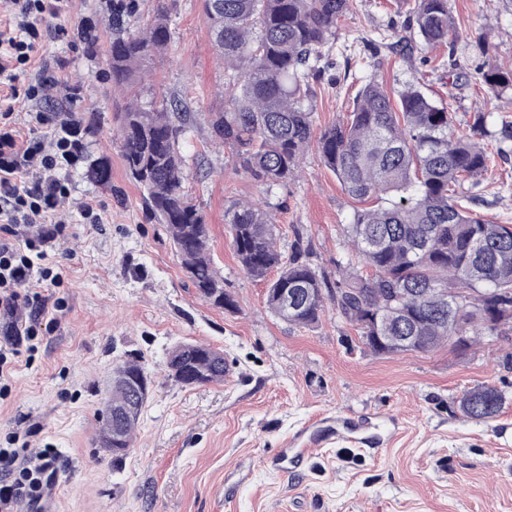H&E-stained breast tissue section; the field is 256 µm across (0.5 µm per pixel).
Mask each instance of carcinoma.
<instances>
[{"label": "carcinoma", "instance_id": "carcinoma-1", "mask_svg": "<svg viewBox=\"0 0 512 512\" xmlns=\"http://www.w3.org/2000/svg\"><path fill=\"white\" fill-rule=\"evenodd\" d=\"M354 0H202L216 52L227 77L224 110L212 113V136L228 147L238 166L263 185L264 203L236 201L224 223L241 269L267 283L266 308L293 325L317 324L327 307L353 326L365 346L377 354L400 350L380 336H409V351L452 346L463 350L473 336H511L512 224H494L475 209L477 199L458 192L468 179L482 175L487 151L486 116L470 133L453 129L448 107L428 96L417 81L397 91V100L375 80L358 90L345 119L316 129L309 107L312 82L323 77L321 62L335 41L338 21ZM138 0H112V43L108 74L126 103L115 113L117 140L128 178L146 192L145 203L170 235L181 267L199 295L217 309L233 311L236 302L224 289V277L208 253L209 225L193 203L186 181L189 163L181 140L192 125V112L178 97L142 101L145 68L166 53L171 42L164 5L144 30L130 27ZM407 28L418 41L402 36L390 44L401 58L417 45L433 48L448 41L454 26L448 0H411ZM489 90H512V69L487 64L480 70ZM315 151L336 176L344 192L360 206L344 225L352 248L336 261L338 278L330 279L309 260L297 237L291 255L277 248L275 191L297 176L303 157ZM86 176L109 183V167L97 162ZM372 270L363 273L356 263ZM274 278H269L272 270ZM300 294L298 311H285L284 289ZM471 289L457 312L448 297ZM483 309L488 318L470 309ZM178 362L168 371L176 383L224 381V352L199 343L174 346ZM143 372L129 356L112 371V407L99 412V440L112 432V447L130 449L143 411L138 390L115 382ZM506 393L476 386L458 398L464 416L488 422L499 416Z\"/></svg>", "mask_w": 512, "mask_h": 512}]
</instances>
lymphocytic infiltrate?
I'll return each instance as SVG.
<instances>
[{"label": "lymphocytic infiltrate", "instance_id": "1", "mask_svg": "<svg viewBox=\"0 0 512 512\" xmlns=\"http://www.w3.org/2000/svg\"><path fill=\"white\" fill-rule=\"evenodd\" d=\"M12 9L0 19V311L14 312L18 291L48 280L39 260L60 241L58 207L69 189L60 173L74 165L84 149L81 125L67 118L57 122L53 141L21 137L13 118L20 97H43L66 87L61 72H49L38 54L44 22L68 10L69 0H10ZM32 69L39 79L18 91L20 70ZM26 232L24 248L13 237ZM52 451L29 456L24 448H0V512H14L19 503L37 506L42 499Z\"/></svg>", "mask_w": 512, "mask_h": 512}]
</instances>
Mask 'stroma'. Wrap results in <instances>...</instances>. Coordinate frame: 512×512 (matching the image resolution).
Listing matches in <instances>:
<instances>
[{
	"mask_svg": "<svg viewBox=\"0 0 512 512\" xmlns=\"http://www.w3.org/2000/svg\"><path fill=\"white\" fill-rule=\"evenodd\" d=\"M171 19L167 53L144 87L152 95L186 98L194 114L183 143L205 157L187 189L210 228L211 257L237 303L213 308L184 275L164 225L151 216L142 191L127 177L113 114L106 53L112 40V0H71L43 34L41 52L61 63L80 94L57 93L18 105L23 135L49 138L44 112L94 116L96 130L68 171L70 195L59 212L63 239L44 266L59 277L40 293L55 323L36 349L15 342L14 316L0 312V343H15L13 373L0 388V448L53 449V482L42 512H512V336L487 337L465 351L376 355L356 330L327 312L319 324H288L267 312L266 284L243 273L224 212L240 199L261 201L260 184L216 144L210 115L224 108V62L216 53L200 0H140L132 25L157 3ZM459 37L454 46L416 51L412 63L390 50L408 19L406 0H356L336 26L330 67L310 101L317 128L345 118L357 88L376 77L391 92L419 80L445 101L456 130L487 117L491 155L480 182H465L479 211L512 224V155L498 154L503 123H512V90L494 94L479 80L485 63L512 66V0H450ZM467 79L448 84L453 67ZM111 167V182H89L91 161ZM101 205L99 222L84 217L81 200ZM279 248L296 232L311 245L313 264L335 275L347 251L342 235L353 201L316 154L278 192ZM180 342L220 349L232 361L231 381L183 387L168 378V351ZM139 354L151 376V398L121 471L96 443L97 414L116 357ZM486 384L505 391L500 416L477 423L456 398ZM305 434L309 452L288 471L265 464Z\"/></svg>",
	"mask_w": 512,
	"mask_h": 512,
	"instance_id": "stroma-1",
	"label": "stroma"
}]
</instances>
